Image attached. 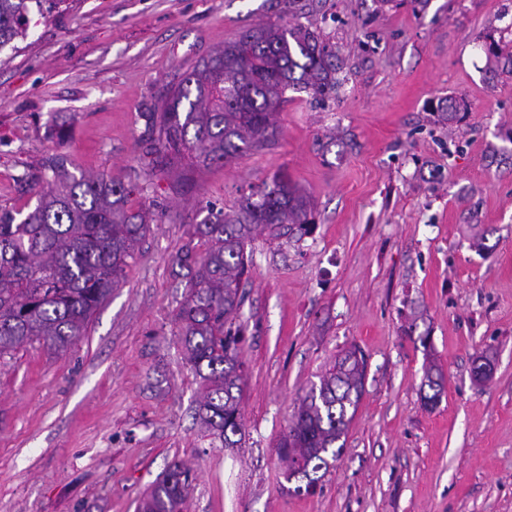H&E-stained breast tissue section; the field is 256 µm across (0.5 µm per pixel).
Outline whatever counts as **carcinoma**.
<instances>
[{
    "label": "carcinoma",
    "mask_w": 512,
    "mask_h": 512,
    "mask_svg": "<svg viewBox=\"0 0 512 512\" xmlns=\"http://www.w3.org/2000/svg\"><path fill=\"white\" fill-rule=\"evenodd\" d=\"M29 0H0V49L26 33ZM335 54L308 27L260 25L224 43L182 74L166 100L142 113L150 134L146 175L187 172L230 163L276 135L274 114L290 89L322 96L336 89ZM36 191L27 214L0 206V357L38 342L62 351L73 345L98 307L119 286L150 231L148 213L131 206L136 183L75 176L51 155L17 179ZM313 203L285 174L262 182L230 212L206 207L177 254L189 280L175 316L186 359L203 386L205 428L224 442L244 434L241 412L243 352L231 336L248 271L246 247L258 232L272 238L310 232ZM204 250L199 252L196 243ZM365 355L357 348L336 358L311 387L282 434L278 454L287 481L314 484V474L337 459L349 411L364 389ZM424 404L435 407L444 389L427 372ZM190 492L182 463H170L142 500L140 512H182Z\"/></svg>",
    "instance_id": "carcinoma-1"
}]
</instances>
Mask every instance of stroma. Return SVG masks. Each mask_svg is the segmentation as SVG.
Listing matches in <instances>:
<instances>
[{"mask_svg":"<svg viewBox=\"0 0 512 512\" xmlns=\"http://www.w3.org/2000/svg\"><path fill=\"white\" fill-rule=\"evenodd\" d=\"M28 18L0 51V206L35 204L16 178L61 153L73 174L139 183L158 218L75 344L0 358V512H138L174 460L183 512H512V71L488 54H512V0H63ZM265 23L320 32L339 88L288 90L265 148L190 182L147 178L143 112ZM280 172L315 224L246 248L245 432L227 448L200 424L174 258L203 207L231 210ZM354 345L367 368L342 453L291 492L277 443Z\"/></svg>","mask_w":512,"mask_h":512,"instance_id":"stroma-1","label":"stroma"}]
</instances>
